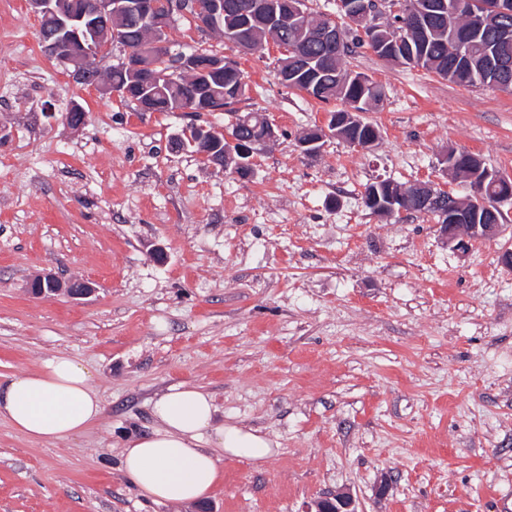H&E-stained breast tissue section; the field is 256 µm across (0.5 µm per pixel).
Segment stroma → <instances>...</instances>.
Here are the masks:
<instances>
[{
    "instance_id": "1",
    "label": "stroma",
    "mask_w": 512,
    "mask_h": 512,
    "mask_svg": "<svg viewBox=\"0 0 512 512\" xmlns=\"http://www.w3.org/2000/svg\"><path fill=\"white\" fill-rule=\"evenodd\" d=\"M167 46L236 61L246 98L140 111L49 59L27 0H0V380L66 354L102 402L53 444L0 421V512H197L144 500L120 468L126 436L150 433L180 384L212 395L216 424L273 443L262 461L222 459L211 512H305L339 491L358 512H512V210L462 254L434 216L364 204L380 178L467 196L444 171L451 149L512 175V92L363 48L343 64L383 87L366 115L380 138L309 156L298 139L330 106L280 84L272 45L245 54L180 17ZM239 112L279 131L249 175L172 148ZM44 272L97 291L33 298Z\"/></svg>"
}]
</instances>
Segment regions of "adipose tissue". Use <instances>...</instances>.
<instances>
[{
	"label": "adipose tissue",
	"instance_id": "1",
	"mask_svg": "<svg viewBox=\"0 0 512 512\" xmlns=\"http://www.w3.org/2000/svg\"><path fill=\"white\" fill-rule=\"evenodd\" d=\"M102 412L88 366L69 356L0 383V419L37 442L55 443L83 433ZM212 396L193 385L169 388L153 403L157 426L128 438L121 451L125 477L157 503H197L219 475L220 454L267 458L271 443L260 432L215 425Z\"/></svg>",
	"mask_w": 512,
	"mask_h": 512
}]
</instances>
